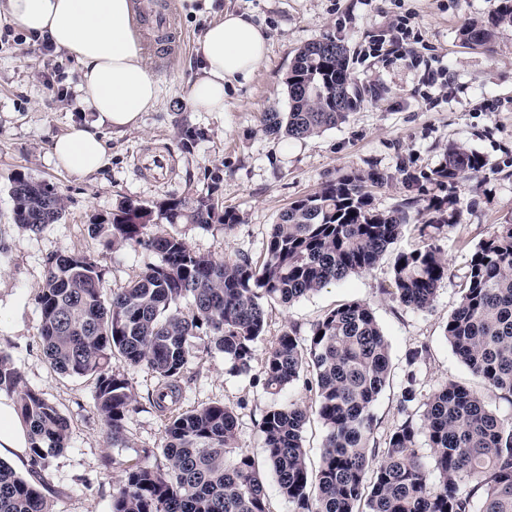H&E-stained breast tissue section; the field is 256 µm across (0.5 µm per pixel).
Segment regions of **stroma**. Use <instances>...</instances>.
Returning a JSON list of instances; mask_svg holds the SVG:
<instances>
[{
  "label": "stroma",
  "instance_id": "stroma-1",
  "mask_svg": "<svg viewBox=\"0 0 512 512\" xmlns=\"http://www.w3.org/2000/svg\"><path fill=\"white\" fill-rule=\"evenodd\" d=\"M175 8L171 47L152 40L146 44L160 88L158 107L143 113L137 128H103L106 161L83 179L51 157L55 137L72 124L97 118L75 104L79 65L0 22V309L8 313L0 320V351L70 423L66 448L50 456L41 472L52 512H112V495L125 468L161 455L164 422L147 400L155 385L152 375L130 372L135 402L124 421L129 445L113 447L94 407L91 381L54 370L39 333L36 296L53 254L94 257L107 287L115 289L159 263L157 253L134 244L113 250L88 231L94 219L111 216L128 199L152 206L172 197L213 193L240 215L232 231L218 224L201 228L162 220L152 232L181 235L203 255L256 258L288 205L340 174L373 169L392 174L387 186L373 191L375 207L390 210L409 196L398 175L403 166L429 170L452 144L484 156L487 166L466 175L456 188L460 223L439 241L452 275L440 285L431 309L404 307L385 292L396 253L420 242L411 223L371 271L287 307L273 301L265 305L271 337L292 325L308 336L324 312L346 301L370 305L391 360L390 384L373 407L377 435L401 419V383L416 346L430 347L418 368L423 392L448 380L478 385L452 352L443 328L459 300L471 252L498 225L512 224V28H500L485 46L460 38L464 26L488 18L493 0H175ZM226 9L247 13L268 30V57L250 77L227 87L223 111H190L185 99L197 74L196 43ZM403 17L410 20L409 32L398 48L374 52V42L388 38L392 23ZM326 37L341 39L347 47L353 81L370 91L366 101L345 122L313 138L266 133L264 113L288 109L286 78L296 51ZM187 129L195 133L189 147L183 138ZM158 154L169 158L168 169L146 171ZM19 173L49 183L62 199L61 219L36 234L13 221L10 187ZM260 368L256 360L250 372L230 373L223 353L196 344L182 380V402L187 408L211 402L234 407L238 445L263 469L267 462L257 427L262 414L277 400L311 404L312 395L299 381L273 399L256 379Z\"/></svg>",
  "mask_w": 512,
  "mask_h": 512
}]
</instances>
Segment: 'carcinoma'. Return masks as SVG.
<instances>
[{"instance_id":"cac0c4a2","label":"carcinoma","mask_w":512,"mask_h":512,"mask_svg":"<svg viewBox=\"0 0 512 512\" xmlns=\"http://www.w3.org/2000/svg\"><path fill=\"white\" fill-rule=\"evenodd\" d=\"M505 25L512 27V0H494L487 22L464 27L461 36L484 46ZM286 86L289 110L264 115L269 134L317 136L364 100L350 77L347 47L330 37L298 49ZM486 166L481 155L450 145L428 171L400 169L415 196L391 211L374 206L370 188L394 176L341 174L281 213L257 260L201 255L181 236L147 232L159 219L232 230L239 214L219 206L210 192L170 199L155 210L125 200L112 218L90 224L91 234L114 248L134 243L161 260L108 297L95 258L52 255L37 296L43 351L59 373L93 380L95 407L112 444L129 447L124 419L135 397L128 371L144 369L156 378L150 400L165 422L163 461L126 468L112 512H271L266 476L238 446L234 409L222 403L182 408L181 380L194 342L224 353L231 372H249L267 332L264 302L287 306L373 269L412 221L422 244L396 254L384 292L407 308L430 309L451 275L438 241L444 229L459 224L456 185ZM11 198L14 221L26 232L37 233L63 215L57 192L22 173L12 179ZM444 337L487 389L512 399V224L499 225L471 254ZM428 355L425 344L411 352L399 401L406 417L377 438L372 408L389 384L390 354L368 304L336 305L305 339L292 326L268 341L259 374L265 390L277 395L301 380L314 393L311 405H274L258 423L271 474L291 512H512V418L452 380L422 394L418 365ZM0 392L14 398L30 428L32 471L39 473L65 448L69 421L27 386L2 352ZM415 405L417 419L407 413ZM312 414L326 430L315 468L304 445ZM422 436L428 460L419 453ZM0 512L51 508L38 485L0 461Z\"/></svg>"}]
</instances>
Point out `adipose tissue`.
I'll list each match as a JSON object with an SVG mask.
<instances>
[{"label":"adipose tissue","mask_w":512,"mask_h":512,"mask_svg":"<svg viewBox=\"0 0 512 512\" xmlns=\"http://www.w3.org/2000/svg\"><path fill=\"white\" fill-rule=\"evenodd\" d=\"M133 0H0V17L36 40L65 50L81 67L77 104L96 113L93 123L71 125L56 137L52 153L69 174L98 171L107 144L101 127H136L159 104V86L134 31ZM270 37L243 13L225 11L199 39V71L186 103L195 112L224 109L225 88L249 77L266 59ZM29 430L12 399L0 393V455L27 464Z\"/></svg>","instance_id":"ef3b65f1"}]
</instances>
